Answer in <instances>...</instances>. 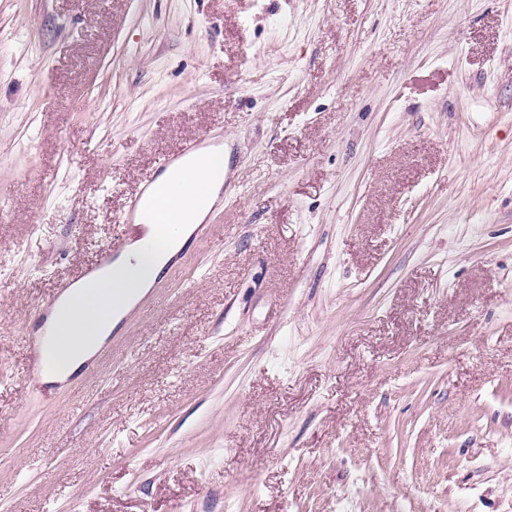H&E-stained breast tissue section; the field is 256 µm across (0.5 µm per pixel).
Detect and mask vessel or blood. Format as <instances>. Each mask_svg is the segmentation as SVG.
I'll return each mask as SVG.
<instances>
[{
  "label": "vessel or blood",
  "instance_id": "obj_1",
  "mask_svg": "<svg viewBox=\"0 0 512 512\" xmlns=\"http://www.w3.org/2000/svg\"><path fill=\"white\" fill-rule=\"evenodd\" d=\"M223 143L222 133L213 130L202 133L198 137L186 141L176 153L159 160L155 170L143 175L139 190L130 198L124 213L118 217L117 230L111 241L102 247L96 263L60 282L52 295L35 307L33 320L38 325L40 332L31 338L30 354L38 368L44 369L48 366V361L43 355L44 337L42 332L49 325L50 315L73 288L89 283L98 272L111 266L117 258L129 251L134 241L133 231L143 217L144 204L149 194L158 187L161 174L176 163L191 160L203 152L221 147Z\"/></svg>",
  "mask_w": 512,
  "mask_h": 512
}]
</instances>
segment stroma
I'll return each instance as SVG.
<instances>
[{
  "instance_id": "35a3bbf8",
  "label": "stroma",
  "mask_w": 512,
  "mask_h": 512,
  "mask_svg": "<svg viewBox=\"0 0 512 512\" xmlns=\"http://www.w3.org/2000/svg\"><path fill=\"white\" fill-rule=\"evenodd\" d=\"M218 124L214 239L32 388ZM0 190V512H512V0H0ZM223 144L224 134L212 130L186 141L176 153L159 160L155 170L143 175L140 189L130 198L126 210L115 221L117 231L113 234L112 240L100 250L97 262L60 282L52 295L35 307L33 321L42 333L32 336L30 341L31 358L37 364L36 372L30 378V384L38 383L41 370L48 368V359L44 357L42 352L44 350V339L46 333H48L47 327L50 315L73 288L88 284L98 272L111 266L117 258L129 251L134 241L133 229H138L137 224L140 223L137 222L143 218L144 204L149 194L162 184L159 182L160 176L176 163L191 160L205 151L219 149Z\"/></svg>"
}]
</instances>
